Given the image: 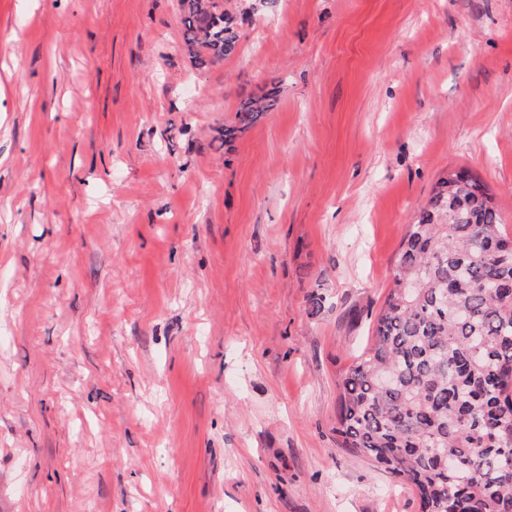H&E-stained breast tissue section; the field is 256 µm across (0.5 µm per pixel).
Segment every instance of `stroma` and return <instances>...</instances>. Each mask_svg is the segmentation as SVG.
<instances>
[{"label":"stroma","mask_w":512,"mask_h":512,"mask_svg":"<svg viewBox=\"0 0 512 512\" xmlns=\"http://www.w3.org/2000/svg\"><path fill=\"white\" fill-rule=\"evenodd\" d=\"M240 35L200 72L178 0H0V512H420L339 447L338 380L441 177L512 235V0ZM278 87L263 92L261 95H252L240 100L234 121L224 125L222 140L231 143L238 133L247 127L256 124L263 115L275 108L278 101Z\"/></svg>","instance_id":"1"}]
</instances>
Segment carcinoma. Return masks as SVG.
I'll return each mask as SVG.
<instances>
[{"mask_svg": "<svg viewBox=\"0 0 512 512\" xmlns=\"http://www.w3.org/2000/svg\"><path fill=\"white\" fill-rule=\"evenodd\" d=\"M198 70L239 35L223 0H179ZM240 100L224 142L275 108ZM336 435L416 491L421 512H512V237L468 172L442 178L404 236L369 347L343 372Z\"/></svg>", "mask_w": 512, "mask_h": 512, "instance_id": "1", "label": "carcinoma"}]
</instances>
